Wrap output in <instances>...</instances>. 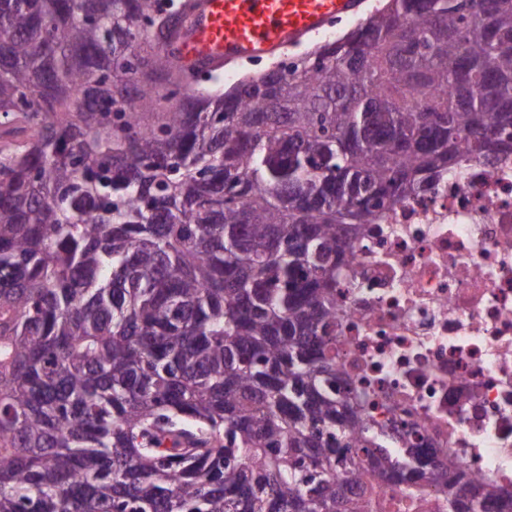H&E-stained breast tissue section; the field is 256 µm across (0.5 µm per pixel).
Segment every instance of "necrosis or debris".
<instances>
[{"label": "necrosis or debris", "mask_w": 512, "mask_h": 512, "mask_svg": "<svg viewBox=\"0 0 512 512\" xmlns=\"http://www.w3.org/2000/svg\"><path fill=\"white\" fill-rule=\"evenodd\" d=\"M336 367L385 432L512 492V153L399 199L337 271ZM388 512L445 493L387 482Z\"/></svg>", "instance_id": "4bbe7bcc"}]
</instances>
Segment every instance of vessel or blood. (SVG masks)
I'll return each instance as SVG.
<instances>
[{
    "label": "vessel or blood",
    "mask_w": 512,
    "mask_h": 512,
    "mask_svg": "<svg viewBox=\"0 0 512 512\" xmlns=\"http://www.w3.org/2000/svg\"><path fill=\"white\" fill-rule=\"evenodd\" d=\"M362 0H185L158 35L166 59L186 72L270 59L358 13Z\"/></svg>",
    "instance_id": "obj_1"
}]
</instances>
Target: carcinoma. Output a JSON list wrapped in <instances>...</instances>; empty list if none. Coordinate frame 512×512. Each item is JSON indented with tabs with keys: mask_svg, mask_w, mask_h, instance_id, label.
<instances>
[{
	"mask_svg": "<svg viewBox=\"0 0 512 512\" xmlns=\"http://www.w3.org/2000/svg\"><path fill=\"white\" fill-rule=\"evenodd\" d=\"M163 25L0 0V512H378L420 476L502 512L342 394L336 268L512 143V0H384L224 92L185 93Z\"/></svg>",
	"mask_w": 512,
	"mask_h": 512,
	"instance_id": "1",
	"label": "carcinoma"
}]
</instances>
